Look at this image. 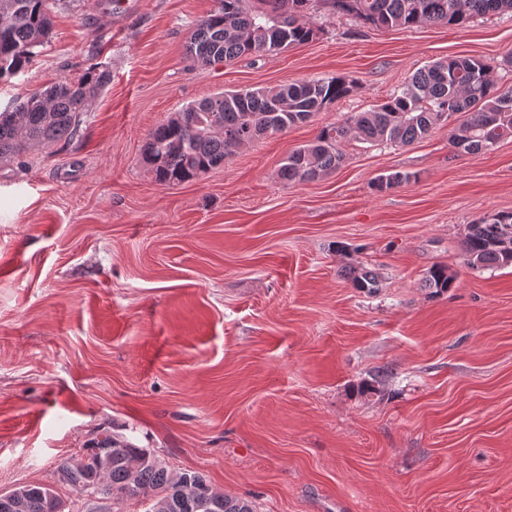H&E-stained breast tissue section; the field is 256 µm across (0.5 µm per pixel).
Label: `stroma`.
Returning a JSON list of instances; mask_svg holds the SVG:
<instances>
[{
  "mask_svg": "<svg viewBox=\"0 0 512 512\" xmlns=\"http://www.w3.org/2000/svg\"><path fill=\"white\" fill-rule=\"evenodd\" d=\"M215 0H56L17 97L101 64L77 136L0 162V489L47 484L67 512H146L60 483L107 428L255 512H512V267L462 241L512 212V137L469 155L450 123L408 146L280 179L321 126L369 109L434 61L490 62L512 86V13L376 29L312 0L315 36L204 66L186 54ZM343 75L353 93L195 181L145 174L149 132L206 95ZM410 184L377 191L389 172ZM453 277L431 294L433 266ZM377 272L374 292L348 267ZM388 369L383 392L357 384Z\"/></svg>",
  "mask_w": 512,
  "mask_h": 512,
  "instance_id": "35a3bbf8",
  "label": "stroma"
}]
</instances>
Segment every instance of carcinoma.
<instances>
[{
    "label": "carcinoma",
    "instance_id": "cac0c4a2",
    "mask_svg": "<svg viewBox=\"0 0 512 512\" xmlns=\"http://www.w3.org/2000/svg\"><path fill=\"white\" fill-rule=\"evenodd\" d=\"M312 0H216L196 24L186 52L197 63H227L245 55L263 56L308 42L316 34L306 13ZM340 14L354 15L375 28L427 24L465 26L476 17L512 12V0H325ZM52 0H0V81L16 76L52 33ZM494 66L473 57L434 61L411 81L366 112L320 128L315 140L288 154L280 178L302 184L343 165L344 145L389 142L406 146L429 136L449 118H464L451 130L449 145L464 154L493 150L512 137V86L498 85ZM110 72L93 67L78 79H59L17 99L0 112V162L12 160L29 144L74 137L88 103L101 95ZM354 81L343 77L292 82L275 90L245 89L207 95L188 104L148 135L144 168L159 184L187 183L219 169L237 148L281 134L351 95ZM408 172H391L374 181L379 192L412 181ZM512 213L485 215L468 225L463 259L473 269L512 266ZM352 287L372 292L376 272L350 268ZM445 267H434L424 287L450 288ZM60 478L82 493L97 485L102 499H149L147 512H254L251 501L211 489L203 476L170 472L154 453L126 437L102 430L79 457L61 461ZM63 499L46 485H22L5 512H56Z\"/></svg>",
    "mask_w": 512,
    "mask_h": 512
}]
</instances>
